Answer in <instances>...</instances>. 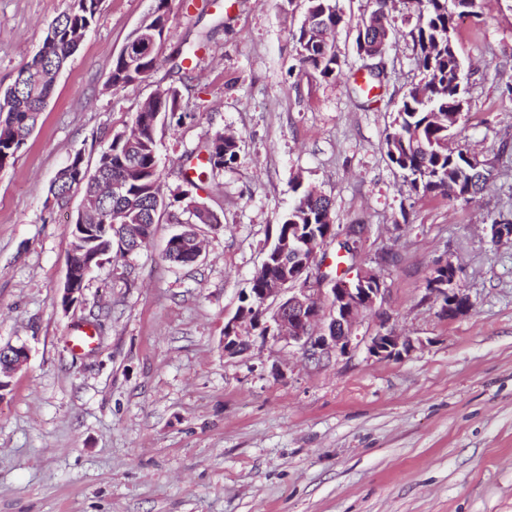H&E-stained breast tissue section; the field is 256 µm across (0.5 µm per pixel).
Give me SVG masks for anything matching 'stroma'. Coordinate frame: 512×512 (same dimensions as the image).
<instances>
[{
	"label": "stroma",
	"instance_id": "1",
	"mask_svg": "<svg viewBox=\"0 0 512 512\" xmlns=\"http://www.w3.org/2000/svg\"><path fill=\"white\" fill-rule=\"evenodd\" d=\"M454 32L469 111L454 145L492 167L470 201L410 191L385 134L419 73L403 33L415 17L392 0L396 30L380 89L353 92L363 66L354 28L373 0H340L331 79L302 70L292 34L304 0H170L160 61L110 88L112 60L155 0H101L14 163L0 169V345L26 344L27 365L0 396V512H512V0H480ZM74 0H0V93ZM200 49L189 75L172 58ZM182 90L181 126L158 127L165 189L186 152L235 134L237 162L199 194L222 226L206 254L166 260L174 224L148 248L107 260L62 309L69 225L80 205L50 201L74 154L95 168L157 87ZM360 224L359 259L384 278L385 302L350 352L307 360L275 340L224 352V326L293 204L296 177ZM459 270L469 312L444 318L426 282ZM93 324L95 344L72 346ZM389 328L417 349L367 352Z\"/></svg>",
	"mask_w": 512,
	"mask_h": 512
}]
</instances>
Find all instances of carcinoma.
Masks as SVG:
<instances>
[{
  "mask_svg": "<svg viewBox=\"0 0 512 512\" xmlns=\"http://www.w3.org/2000/svg\"><path fill=\"white\" fill-rule=\"evenodd\" d=\"M100 0H76L73 12L55 18L47 28L41 49L18 72L13 85L0 99V169L13 159L33 130L37 116L50 98L55 80L77 52L79 45L69 34L78 25L88 27L95 20ZM478 0H402L407 13H415L416 24L409 30L415 50V66L420 74L411 85L385 135L390 163L403 172L411 191L423 196L440 194L452 199H471L486 186L492 171L476 167L461 149L448 148V140L458 136L468 109L464 87V65L458 54L454 30L456 20L476 15ZM169 21V0H157L150 23L154 34L165 41ZM342 22L337 0H307L304 22L293 33L300 64L323 79L336 76L342 62L335 50ZM394 36L390 23L382 30L365 31L356 41L357 54L385 48ZM152 56L127 58L118 54L112 62V87L140 80L139 74L155 67ZM182 94L176 85L157 89L135 112L130 128L116 133L108 152L101 154L97 167L117 185L115 194L105 193L102 180L90 177L75 182L74 173L63 168L51 186L56 203L64 205L72 194L96 204V215L88 223L97 229L88 235L90 251L108 260L124 258L145 247L154 225L166 220L184 229L172 235L165 252L176 264L193 265L187 239L198 235L200 224L220 223L209 209L193 212L186 193L160 191V158L156 140L158 125H181ZM239 155L236 138L212 134L206 143L185 155L181 166L184 182L200 187L215 180L234 164ZM293 206L278 225L276 239L284 241L296 230L320 239L330 234L328 212L331 200L316 186L293 184Z\"/></svg>",
  "mask_w": 512,
  "mask_h": 512,
  "instance_id": "obj_1",
  "label": "carcinoma"
}]
</instances>
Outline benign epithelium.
Wrapping results in <instances>:
<instances>
[{
    "label": "benign epithelium",
    "mask_w": 512,
    "mask_h": 512,
    "mask_svg": "<svg viewBox=\"0 0 512 512\" xmlns=\"http://www.w3.org/2000/svg\"><path fill=\"white\" fill-rule=\"evenodd\" d=\"M156 40H139L135 37L126 42L123 51L132 56L150 55L156 52ZM334 240L348 243L352 251H358L360 225L345 228L337 224ZM309 259L294 277L277 281L262 289L259 313L240 309L224 327V352L237 354L249 346L251 332L260 328L264 334H273L278 340L298 348L306 358L320 362L347 354L352 345V329L364 313L374 310L385 295L383 279L371 268L358 267L356 274L333 278L323 274L322 262L316 246L308 244ZM104 263L97 256L82 257L69 253L67 273L63 285L66 307L78 299L75 288L76 275L90 273ZM429 294L442 302L441 313L456 319L465 315L469 301L458 288L448 287L447 281H435L429 285ZM370 356L382 360H398L415 350V341L399 336L391 330H379L370 338L367 346ZM7 355L6 365H0V384L11 378L28 362V350L24 346L0 347V354Z\"/></svg>",
    "instance_id": "1"
}]
</instances>
